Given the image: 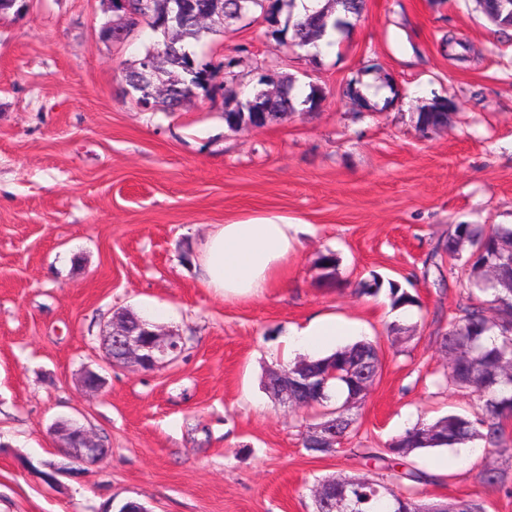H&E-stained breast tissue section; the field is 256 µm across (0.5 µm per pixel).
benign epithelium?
<instances>
[{"instance_id": "obj_1", "label": "benign epithelium", "mask_w": 512, "mask_h": 512, "mask_svg": "<svg viewBox=\"0 0 512 512\" xmlns=\"http://www.w3.org/2000/svg\"><path fill=\"white\" fill-rule=\"evenodd\" d=\"M113 19L103 29L110 30L116 20H125L132 13L133 0H104ZM155 69L144 60L137 87L148 93L156 86ZM183 349L182 338L165 331L146 319L130 320L128 314L118 312L112 317V329L106 336V359L112 363L128 364L137 369L150 371L174 359ZM381 362L362 366L355 375L349 376L351 392L338 406L329 409V416L310 426L304 435V444L312 452L326 455L336 453V440L341 430L353 421L350 414L354 404L366 395L377 380ZM321 375H314L299 364L291 369L274 370L267 378V388L275 400L286 405L291 412L307 406L311 398L305 392L316 389L325 392L319 382ZM65 458L85 465L99 463L110 451L101 436L70 419L56 421L51 427ZM352 481L336 484L324 480L312 489L315 512H353L347 493Z\"/></svg>"}]
</instances>
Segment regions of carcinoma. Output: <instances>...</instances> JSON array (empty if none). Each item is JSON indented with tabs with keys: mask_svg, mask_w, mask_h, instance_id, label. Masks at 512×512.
Instances as JSON below:
<instances>
[{
	"mask_svg": "<svg viewBox=\"0 0 512 512\" xmlns=\"http://www.w3.org/2000/svg\"><path fill=\"white\" fill-rule=\"evenodd\" d=\"M295 0H193L195 9L208 8L219 11L226 17L239 18L247 14L251 6L261 8L263 19L268 15L279 17L283 7L293 6ZM331 5L314 8L302 19L288 15L285 27L292 30V42L305 47L314 45L332 29L346 34L352 29L366 7L365 0H329ZM481 13L492 24L502 30L512 28V0H480ZM215 30L198 25L194 17L187 15L174 25L168 37L155 51L160 76L167 77L170 101L180 102L201 90L208 92L204 74L214 68L213 61L195 59L197 71L187 72L185 65L190 45L200 41ZM294 80L280 75L272 81H257L251 98L242 102L235 91L224 93V122L231 130L263 127L269 122L282 118L294 111V98L290 96ZM364 83L352 80L347 89L348 97L363 109H374L372 103L361 91ZM448 125V105L438 98L418 112L415 127L419 130L430 127L439 130ZM444 250L450 256L464 252L469 257L463 264L467 285L463 291L458 314L451 327L443 336V343L459 349L455 365L448 370V385L459 389H475L483 396L480 412L472 416L449 414L433 424L417 423L406 429L398 438L388 444L374 458L383 462L386 474L382 480L366 479L358 486L355 500L359 503L357 512H391L388 502L397 493L393 485L405 480L411 484H423L426 475L415 469L405 468L408 456L406 449L415 451L426 448H451L465 442L480 440L493 450L497 457L512 463V436L507 435L505 424L512 419V377L501 370L504 360L512 359V225H499L491 231L481 224H457L448 233ZM494 263L499 269V278L490 282L484 278L482 267L486 262ZM319 266L323 278L333 283L337 278L336 255L327 252L320 256ZM392 309L412 306L415 298L397 284L389 283ZM370 342H360L334 353L336 366L344 373L357 364V359L372 354ZM349 391L345 383L332 379L327 383L325 393L328 399L317 400L315 404L328 408Z\"/></svg>",
	"mask_w": 512,
	"mask_h": 512,
	"instance_id": "cac0c4a2",
	"label": "carcinoma"
}]
</instances>
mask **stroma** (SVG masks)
Here are the masks:
<instances>
[{
    "label": "stroma",
    "instance_id": "obj_1",
    "mask_svg": "<svg viewBox=\"0 0 512 512\" xmlns=\"http://www.w3.org/2000/svg\"><path fill=\"white\" fill-rule=\"evenodd\" d=\"M101 0H27L0 14V512H314L328 478L374 477V455L406 428L481 398L448 387L441 342L466 285L437 247L455 224H512V28L475 0H367L337 50L310 51L267 34L260 8L229 19L195 48L242 51L232 83L261 70L318 86L314 109L230 130L224 93L195 94L173 112L141 109L125 70L162 36L141 27L102 40ZM470 49L453 57L445 39ZM365 73L398 98L361 112L345 95ZM453 99L446 128L420 134L415 114ZM272 212L306 225L288 277L261 297L224 298L196 268L214 225ZM338 258L326 285L318 259ZM416 295L407 317L372 276ZM133 311L181 336L177 358L152 371L103 360L114 314ZM330 314L376 344L382 369L332 455L302 437L321 411L297 413L266 389L287 366L288 329ZM106 379L92 395L85 369ZM60 418L103 437L109 455L47 483L31 464L59 460ZM496 455L462 444L414 452L434 475L421 503L475 498L512 512V473L491 485Z\"/></svg>",
    "mask_w": 512,
    "mask_h": 512
}]
</instances>
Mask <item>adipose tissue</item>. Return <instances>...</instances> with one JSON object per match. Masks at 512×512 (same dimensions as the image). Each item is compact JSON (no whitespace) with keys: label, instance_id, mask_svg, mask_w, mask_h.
Here are the masks:
<instances>
[{"label":"adipose tissue","instance_id":"obj_1","mask_svg":"<svg viewBox=\"0 0 512 512\" xmlns=\"http://www.w3.org/2000/svg\"><path fill=\"white\" fill-rule=\"evenodd\" d=\"M300 230V225L276 214L217 225L201 248V284L226 298L262 295L287 277L288 258L296 249ZM348 331V325L325 316L314 325L290 330L287 348L292 352L318 348Z\"/></svg>","mask_w":512,"mask_h":512}]
</instances>
